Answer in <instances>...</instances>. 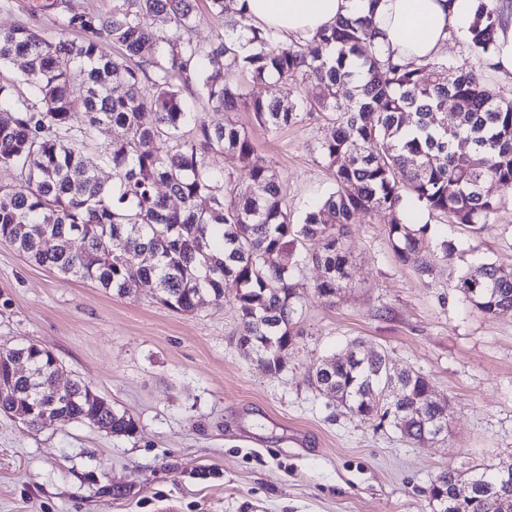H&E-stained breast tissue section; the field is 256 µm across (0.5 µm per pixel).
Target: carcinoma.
Segmentation results:
<instances>
[{"label": "carcinoma", "instance_id": "cac0c4a2", "mask_svg": "<svg viewBox=\"0 0 512 512\" xmlns=\"http://www.w3.org/2000/svg\"><path fill=\"white\" fill-rule=\"evenodd\" d=\"M205 3L222 26L205 43L182 38L197 0H113L108 10L84 11L48 0L29 9L28 21L0 31V66L17 58L26 64L24 86L0 78V243L120 296L153 282L160 303L180 313L224 294L231 281L238 344L277 375L302 298L288 266L292 245L306 246L303 261L322 271L313 293L331 303L347 287L342 237L356 213L382 215L398 260L429 278L455 248L444 237L429 244L428 223L410 227L406 204L477 233L512 198V99L485 81L500 15L480 2L466 38L471 61L454 65L384 56L369 14L342 18L309 39H284L251 22L247 0ZM48 10L56 15L52 33L39 23ZM240 73L249 76L245 88ZM276 81L295 83L302 94L284 102L272 93ZM241 107L274 130L313 112L325 120L317 151L336 188L301 221L247 129L202 116ZM450 108L456 124L440 125ZM104 125L124 131L102 151L110 184L84 158ZM460 138L472 144L464 163L455 157ZM224 155L249 167L247 184L213 163ZM171 198L180 206L170 207ZM75 237L79 251L71 248ZM478 272L460 274L451 288L487 316L512 309V270L484 262ZM17 360L28 363L29 376L0 392L1 413L38 431L96 412L108 433H135L130 417L98 408L96 393L79 380L55 395L49 351L33 343L0 347L1 366ZM389 366V354L356 341L313 365L309 381L375 428L419 443L448 423V401L410 369L389 397ZM460 481L475 490L453 512H506L512 504V478L503 481L498 464L482 462L442 470L427 490L432 505Z\"/></svg>", "mask_w": 512, "mask_h": 512}]
</instances>
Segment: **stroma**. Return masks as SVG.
Returning <instances> with one entry per match:
<instances>
[{
    "label": "stroma",
    "instance_id": "stroma-1",
    "mask_svg": "<svg viewBox=\"0 0 512 512\" xmlns=\"http://www.w3.org/2000/svg\"><path fill=\"white\" fill-rule=\"evenodd\" d=\"M206 118L247 128L295 214L334 189L315 149L322 120L275 131L244 109ZM415 222L451 240L452 259L421 277L397 260L382 216L357 213L343 237L348 288L331 305L304 295L274 376L237 342L233 287L183 315L154 284L119 297L0 244V344L50 351L63 380L136 423L116 437L0 414V512H433L441 470L512 462V310L486 316L449 286L483 262L512 269V200L476 234L423 212ZM355 339L447 399L446 441L411 444L315 391L312 365Z\"/></svg>",
    "mask_w": 512,
    "mask_h": 512
}]
</instances>
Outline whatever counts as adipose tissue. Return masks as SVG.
Returning a JSON list of instances; mask_svg holds the SVG:
<instances>
[{
  "mask_svg": "<svg viewBox=\"0 0 512 512\" xmlns=\"http://www.w3.org/2000/svg\"><path fill=\"white\" fill-rule=\"evenodd\" d=\"M256 26L282 37H307L338 16L371 10L378 45L395 58L419 62L433 57L450 35H466L478 0H249Z\"/></svg>",
  "mask_w": 512,
  "mask_h": 512,
  "instance_id": "ef3b65f1",
  "label": "adipose tissue"
}]
</instances>
